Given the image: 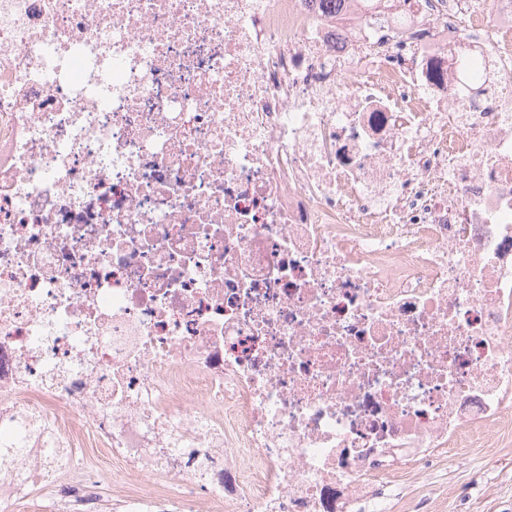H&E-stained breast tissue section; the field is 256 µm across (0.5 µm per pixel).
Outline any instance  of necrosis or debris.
<instances>
[{
	"label": "necrosis or debris",
	"instance_id": "4bbe7bcc",
	"mask_svg": "<svg viewBox=\"0 0 512 512\" xmlns=\"http://www.w3.org/2000/svg\"><path fill=\"white\" fill-rule=\"evenodd\" d=\"M507 439L512 0H0V512L98 448L117 512H392Z\"/></svg>",
	"mask_w": 512,
	"mask_h": 512
}]
</instances>
